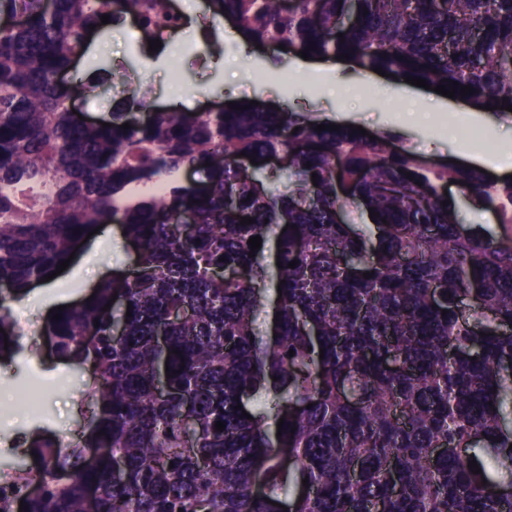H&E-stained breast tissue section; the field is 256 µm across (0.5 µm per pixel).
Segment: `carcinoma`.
Instances as JSON below:
<instances>
[{
    "label": "carcinoma",
    "instance_id": "carcinoma-1",
    "mask_svg": "<svg viewBox=\"0 0 512 512\" xmlns=\"http://www.w3.org/2000/svg\"><path fill=\"white\" fill-rule=\"evenodd\" d=\"M209 9L253 44L311 45L399 83L470 86L464 100L482 110L512 106V0ZM169 10L0 0V17L25 19L0 27V359L23 349L9 303L89 232L115 221L136 251L132 275L46 319L57 361L90 371L92 409L75 444L40 434L0 465L16 491L39 485L0 512H512V234L465 227L444 195L459 186L511 229L512 178L431 166L387 134L317 131L264 103L137 123L146 101L133 95L108 127L79 120L70 103L104 78L57 77L101 16L150 24ZM273 157L286 164L268 172ZM187 168L205 180L182 182ZM350 204L378 216L354 224Z\"/></svg>",
    "mask_w": 512,
    "mask_h": 512
}]
</instances>
